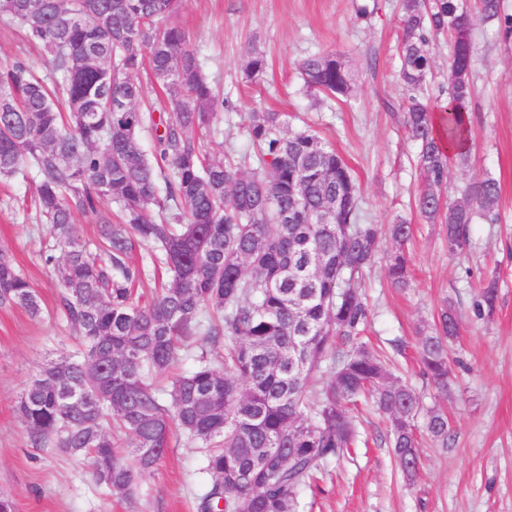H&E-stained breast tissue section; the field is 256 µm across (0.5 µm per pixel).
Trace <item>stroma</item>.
Listing matches in <instances>:
<instances>
[{
	"label": "stroma",
	"mask_w": 512,
	"mask_h": 512,
	"mask_svg": "<svg viewBox=\"0 0 512 512\" xmlns=\"http://www.w3.org/2000/svg\"><path fill=\"white\" fill-rule=\"evenodd\" d=\"M359 1L369 11L363 19L354 10ZM401 17L402 0H183L177 22L209 79L235 106L210 140L215 152L238 162L248 145L243 116L287 113L344 156L360 187L362 223L402 218L414 226L411 288L387 283L382 250L365 292L370 341L390 350L393 375L422 403L415 421L418 475L405 480L389 446L390 422L371 410L357 420L351 453L328 463L317 485L302 489L298 512H512V37L493 23H476L472 31V158L468 167H450L448 183L458 191L496 179L501 221L471 225L464 249L452 253L441 225L425 223L414 207L421 184L416 146L398 109L405 93L396 49ZM253 48L269 62L254 83L244 73ZM322 52L347 61L355 91L317 106L298 62ZM17 59L40 75L50 72L44 53L0 23V67ZM33 192L28 177L0 183V248L36 288L42 308L34 317L0 305V489L12 495L15 512H198L197 491L207 477L200 448L187 441L172 445L130 501L103 496L85 457L32 447L16 401L48 357L78 344L60 312L56 276L39 256L46 229L26 213ZM491 280L497 283L494 311L477 314L474 303ZM446 300L455 303L461 325L449 345L461 365L443 396L422 376L416 343ZM435 406L447 409L452 428L444 448L426 430V411Z\"/></svg>",
	"instance_id": "35a3bbf8"
}]
</instances>
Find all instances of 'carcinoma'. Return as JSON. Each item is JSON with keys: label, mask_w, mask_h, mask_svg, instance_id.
<instances>
[{"label": "carcinoma", "mask_w": 512, "mask_h": 512, "mask_svg": "<svg viewBox=\"0 0 512 512\" xmlns=\"http://www.w3.org/2000/svg\"><path fill=\"white\" fill-rule=\"evenodd\" d=\"M180 4L0 0V18L52 64L49 80L24 60L0 67V177L33 175L34 219L55 241L40 256L57 271L61 311L81 337L79 351L43 367L20 396L30 443L89 457L95 484L127 500L182 436L205 448L200 512H296L300 491L355 443L347 405L370 393L410 481L420 463L421 403L391 378L384 352L362 340L370 316L362 282L386 235V277L394 288L410 286L412 225L360 223V189L346 160L315 132L292 130L285 113L248 114L249 164L210 152L199 134L215 129L229 101L170 22ZM477 19L512 34L503 0L472 9L461 0H403L398 38L407 91L399 109L423 181L415 207L427 223L446 226L452 253L475 218L499 222L493 178L453 199L440 194L450 165L470 161V148L451 156L448 145L472 139L474 86L462 49ZM440 34L451 43L449 63L464 72L440 89L443 105L424 94L430 42ZM145 64L168 96L164 121L141 106L134 75ZM267 67L264 52L252 50L247 77ZM298 69L327 98L352 92L336 54H310ZM157 125L148 154L140 135ZM79 215L96 219L94 252L78 234ZM139 252L157 279L145 306L135 298L146 276L133 261ZM496 299L492 281L477 311L493 310ZM3 304L41 313L36 289L0 250ZM459 333L456 309L445 303L418 337L423 374L445 393L448 345ZM194 347L193 367L177 371ZM450 430L444 411L427 412L440 447Z\"/></svg>", "instance_id": "obj_1"}]
</instances>
